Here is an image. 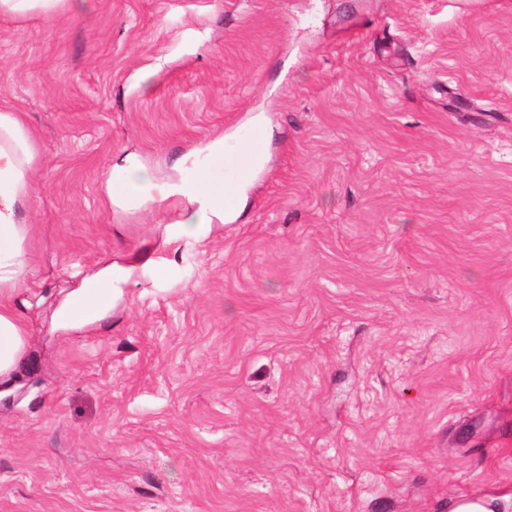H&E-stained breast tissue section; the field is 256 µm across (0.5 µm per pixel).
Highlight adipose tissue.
Masks as SVG:
<instances>
[{"label": "adipose tissue", "instance_id": "ef3b65f1", "mask_svg": "<svg viewBox=\"0 0 512 512\" xmlns=\"http://www.w3.org/2000/svg\"><path fill=\"white\" fill-rule=\"evenodd\" d=\"M34 143L20 113L0 109V380L8 379L23 361L26 331L21 315L8 301V291L20 288L27 261L24 242L29 228L18 219L20 207L31 195L29 173ZM189 210L181 227L203 233L213 218L224 215V192L212 188L201 173L170 189Z\"/></svg>", "mask_w": 512, "mask_h": 512}]
</instances>
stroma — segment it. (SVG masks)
Here are the masks:
<instances>
[{
  "label": "stroma",
  "mask_w": 512,
  "mask_h": 512,
  "mask_svg": "<svg viewBox=\"0 0 512 512\" xmlns=\"http://www.w3.org/2000/svg\"><path fill=\"white\" fill-rule=\"evenodd\" d=\"M35 144L0 512L512 499V0H79L0 16ZM272 132L234 220L167 195ZM151 176L142 205L106 178ZM111 267L106 316L61 322ZM148 175L142 169L129 165L111 172L107 179L106 191L110 202H137L138 200L143 201V194L140 190ZM114 182H121L123 185L129 188L130 193L128 195H115L112 192V185Z\"/></svg>",
  "instance_id": "obj_1"
}]
</instances>
